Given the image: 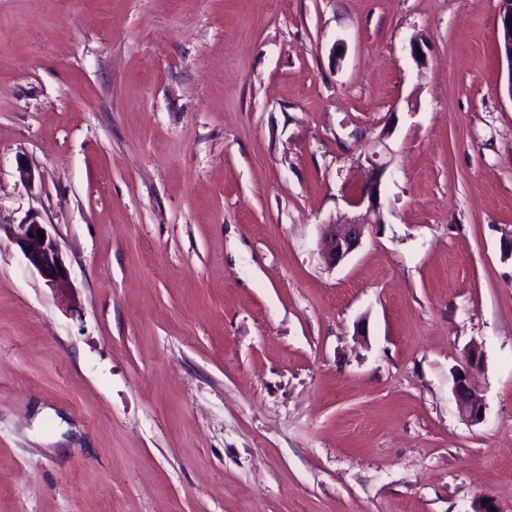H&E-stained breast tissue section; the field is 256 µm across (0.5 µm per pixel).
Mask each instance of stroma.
I'll use <instances>...</instances> for the list:
<instances>
[{"instance_id":"1","label":"stroma","mask_w":512,"mask_h":512,"mask_svg":"<svg viewBox=\"0 0 512 512\" xmlns=\"http://www.w3.org/2000/svg\"><path fill=\"white\" fill-rule=\"evenodd\" d=\"M496 19L0 0V512H512ZM374 151L376 216L352 204ZM33 215L66 287L13 240ZM353 221L327 268L324 225ZM322 239V253L326 264L335 268L360 245L366 224H327ZM473 369L474 357L469 355L453 375V392L461 417L466 422L475 425L484 421L486 405L472 387ZM460 374H463V377H460Z\"/></svg>"}]
</instances>
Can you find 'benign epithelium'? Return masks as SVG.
Listing matches in <instances>:
<instances>
[{
	"mask_svg": "<svg viewBox=\"0 0 512 512\" xmlns=\"http://www.w3.org/2000/svg\"><path fill=\"white\" fill-rule=\"evenodd\" d=\"M496 36L504 49L508 70L506 91L512 99V0H498ZM367 162V179L358 203H368V210L378 216L382 178L387 164L376 162L373 155L367 157ZM365 228L366 224L355 222L326 225L322 239L326 264L334 268L355 251L364 237ZM40 232L45 234L42 242L38 237ZM15 241L29 265L48 285L62 287L69 282L70 272L60 246L43 224L34 218L30 219L15 234ZM473 369L474 357L469 355L453 375V392L461 417L475 425L484 421L486 405L472 387Z\"/></svg>",
	"mask_w": 512,
	"mask_h": 512,
	"instance_id": "obj_1",
	"label": "benign epithelium"
}]
</instances>
